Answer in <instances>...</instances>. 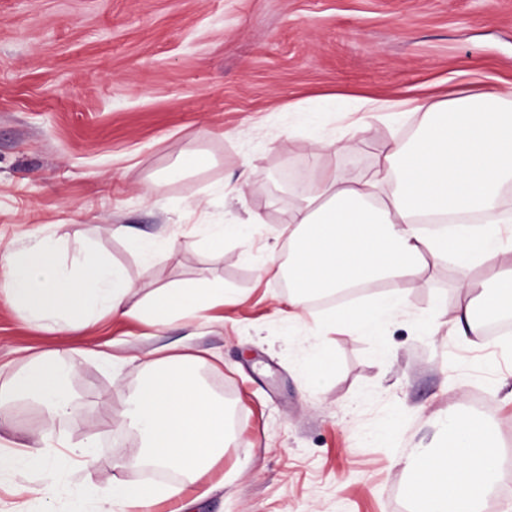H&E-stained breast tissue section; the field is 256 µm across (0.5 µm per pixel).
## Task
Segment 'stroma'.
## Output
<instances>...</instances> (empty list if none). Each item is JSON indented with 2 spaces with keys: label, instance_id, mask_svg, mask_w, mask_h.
I'll return each mask as SVG.
<instances>
[{
  "label": "stroma",
  "instance_id": "obj_1",
  "mask_svg": "<svg viewBox=\"0 0 512 512\" xmlns=\"http://www.w3.org/2000/svg\"><path fill=\"white\" fill-rule=\"evenodd\" d=\"M511 82L512 0H0V252L50 236L63 264L90 246L123 266L140 297L215 277L234 291L208 321L106 319L68 335L24 321L0 297V381L56 351L78 372L81 415L17 400L0 444L35 433L97 441L88 463L65 471L0 474V512H67L73 492L109 482L140 437L106 417L121 416L163 345L205 350L196 370L228 414L230 442L206 474L189 485L150 478L182 489L190 512H417L405 461L439 441L452 411L483 419L512 447V351L448 335L459 282L484 279L486 266L428 265L373 336L318 323L393 283L350 303L295 307L264 272L288 252L297 205L292 196L274 208L270 184L283 174L306 182L336 163L312 154L313 139L350 140L346 168L367 176L391 136L417 123L375 118L359 132L324 97L436 101L452 87ZM197 155L206 166L181 167ZM247 161L259 180H240ZM252 216L251 240L225 239L219 251L194 230ZM110 224L173 238L176 252L143 264ZM433 313L429 336L418 322ZM95 346L125 358L120 376L88 355Z\"/></svg>",
  "mask_w": 512,
  "mask_h": 512
}]
</instances>
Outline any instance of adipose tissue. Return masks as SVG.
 <instances>
[{
	"label": "adipose tissue",
	"mask_w": 512,
	"mask_h": 512,
	"mask_svg": "<svg viewBox=\"0 0 512 512\" xmlns=\"http://www.w3.org/2000/svg\"><path fill=\"white\" fill-rule=\"evenodd\" d=\"M412 135L393 141L370 178L352 177L342 167L322 170L313 187L301 192L302 204L288 220V261L268 273L288 281L291 305L319 294H338L376 281H408L426 262L453 261L461 270L489 262L491 285L480 288L464 279L468 299L456 309L452 333L460 339L480 335L476 310L488 316H512V210L502 194L512 186V91L463 90L435 102H422ZM425 214L452 215L454 224L431 233L417 220ZM66 274L57 260V243L45 237L28 247L0 253V294L30 322L57 332L93 328L106 317L154 326L223 306L232 294L223 280L175 283L134 299L124 269L87 248ZM396 289L360 311L328 316L352 321L371 332L403 307ZM201 351L156 349L145 378L128 404L126 416L137 428L141 446L130 459L114 464L115 477L103 488L75 497L69 512H87L88 501L100 512H149L173 497V490L129 484L119 472L142 462L197 479L223 454L228 438L222 402L194 374ZM73 371L54 352L30 359L27 369L0 382V416L12 404L31 397L47 411L72 418ZM445 437L434 448L416 453L411 468L412 497L421 512H479L483 495L504 475L502 452L485 426L449 414ZM89 445L42 455L0 449V473L21 467L66 469L88 460Z\"/></svg>",
	"instance_id": "adipose-tissue-1"
}]
</instances>
